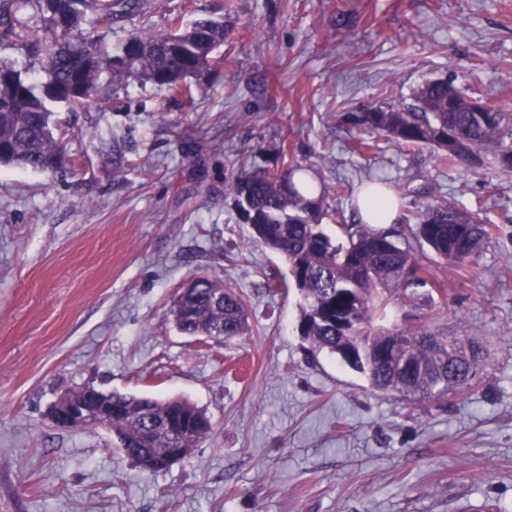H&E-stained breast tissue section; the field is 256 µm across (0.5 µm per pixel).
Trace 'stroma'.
I'll list each match as a JSON object with an SVG mask.
<instances>
[{
    "label": "stroma",
    "instance_id": "obj_1",
    "mask_svg": "<svg viewBox=\"0 0 512 512\" xmlns=\"http://www.w3.org/2000/svg\"><path fill=\"white\" fill-rule=\"evenodd\" d=\"M150 2L108 47L166 30L174 9L226 25L224 65L189 81L192 105L134 78L105 84L86 111L52 105L62 165H0V512H512V179L347 119L439 77L512 103V0ZM296 162L327 187L336 239L360 223L376 172L399 214L443 199L495 224L469 271L434 263L432 304H391L390 324L484 347L468 387L410 402L302 339L299 296L266 284L287 263L224 192L241 169ZM198 275L243 295V336L176 330L172 299ZM86 386L186 398L212 430L185 459L142 469L108 431L50 422Z\"/></svg>",
    "mask_w": 512,
    "mask_h": 512
}]
</instances>
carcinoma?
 <instances>
[{
  "mask_svg": "<svg viewBox=\"0 0 512 512\" xmlns=\"http://www.w3.org/2000/svg\"><path fill=\"white\" fill-rule=\"evenodd\" d=\"M145 7L143 0H0V44L41 56L44 69L43 78L31 80L13 64L0 61L1 165L40 171L60 165L62 146L50 125L51 102L82 110L104 77L114 85L130 78L151 82L165 88L168 97H180L187 79L202 78L221 59L224 23L203 19L184 26L178 15L170 19L167 31L134 33L109 50L105 33ZM28 8L32 18L53 28L57 15L67 16L66 30L49 43L40 40L36 27L17 17ZM487 105L489 112L448 108V82L439 78L425 82L407 105L360 112L351 119L401 147L429 146L442 162H462L476 176L482 170L479 154L485 153L498 176L512 178V163L507 161L512 155V107L492 101ZM304 172L300 165L281 173L244 170L224 185L240 215L255 214V237L287 262L290 277L277 280L274 287L286 295L294 290L301 297V336L313 348L335 354L365 374L380 391L424 400L465 388L483 360L472 341L438 336L439 355L423 341L429 335L425 330L392 331L375 325L386 317L394 292L410 302H434L432 292H418L433 286V274L397 241L402 225L376 231L368 224H342L346 242L334 244L321 228L326 190L322 187L318 196L308 197L294 181ZM492 230L493 225L477 214H459L435 203L418 217L415 236L443 261L465 269L474 264ZM170 312L177 330L186 336H221L227 341L248 327L243 298L213 279L205 291L179 292ZM468 351L470 361L448 366L449 353ZM99 398L122 405L123 411L104 409L85 426L112 427V435L129 449L140 439L145 407L186 420L177 442L186 455L212 429L206 413L180 397L159 400L102 390Z\"/></svg>",
  "mask_w": 512,
  "mask_h": 512,
  "instance_id": "cac0c4a2",
  "label": "carcinoma"
}]
</instances>
